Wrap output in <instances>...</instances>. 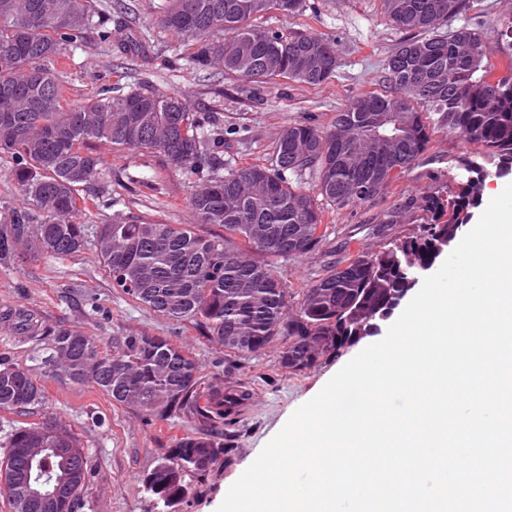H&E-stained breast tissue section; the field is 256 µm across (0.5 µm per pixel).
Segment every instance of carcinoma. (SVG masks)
Instances as JSON below:
<instances>
[{
    "label": "carcinoma",
    "instance_id": "carcinoma-1",
    "mask_svg": "<svg viewBox=\"0 0 512 512\" xmlns=\"http://www.w3.org/2000/svg\"><path fill=\"white\" fill-rule=\"evenodd\" d=\"M277 2L166 0L160 22L187 39L185 60L195 68L221 67L254 86L276 78L324 84L338 67L337 56L322 54L335 49L333 42L314 32L284 38L253 24ZM381 2L388 21L405 33L386 59L388 90L357 96L329 129L288 124L269 165L223 174L224 120L189 111L179 94L135 88L114 95L109 88L79 106L64 103L52 65L93 26L92 0H0V99L8 108L0 111V153L13 159L25 202L0 222V266L72 257L85 248L86 228L76 218L85 203L81 191L103 172L92 145L104 141L118 150L159 153L191 173L208 170L189 209L196 224L221 228L203 235L196 224L101 225L96 247L112 287L163 317L202 328L235 355H255L280 340L279 363L291 372L341 355L352 336L373 335L381 309L400 304L412 287L407 263L432 265L472 220L487 179L512 170V14L487 32L471 23L474 0ZM60 16L70 24H58ZM457 20L463 24L453 25ZM99 38L123 51L143 47L120 28H105ZM394 101L403 108L387 122ZM433 113L448 131L480 145L496 170L461 158L457 168L470 177L425 201L416 232L331 266L291 311L280 263L326 243L324 207L352 208L364 201L355 187L368 183L375 197L407 172L430 143ZM308 180L314 195L304 190ZM50 350L45 364L55 374L97 387L116 405L152 420L189 413L224 424L223 382L201 390L195 359L166 338L122 336L107 353L80 329L58 327ZM43 400L28 368L0 359V411L25 414ZM35 448L43 449L38 470L61 485L46 500L25 494ZM224 450L211 433L175 439L143 477L145 490L173 508L187 494L186 475L209 471ZM90 470L75 433L46 412L11 432L0 492L9 512H77Z\"/></svg>",
    "mask_w": 512,
    "mask_h": 512
}]
</instances>
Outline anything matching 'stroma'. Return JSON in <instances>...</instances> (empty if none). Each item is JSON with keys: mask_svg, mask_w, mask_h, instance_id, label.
<instances>
[{"mask_svg": "<svg viewBox=\"0 0 512 512\" xmlns=\"http://www.w3.org/2000/svg\"><path fill=\"white\" fill-rule=\"evenodd\" d=\"M105 27H122L146 41L145 54L124 53L100 43L89 29L82 45L67 50L59 65L67 104L76 106L101 88L120 92L148 85L182 94L190 111L216 112L228 135L225 156L237 165L268 164L278 136L290 123L309 121L327 128L354 96L384 89L385 60L402 37L387 20L380 0H303L295 14L275 11L258 24L283 37L316 32L334 40L336 74L319 86L285 79L263 84L251 98L239 79L217 68L192 69L175 56L174 36L160 24L164 0H95ZM108 163L98 182L85 188L87 208L78 219L95 236L100 225L126 223L189 224L187 200L198 176L167 164L159 154L117 152L104 143L92 146ZM478 145L445 127H436L427 150L398 181L378 196L352 208L326 210L329 237L318 252L282 263L280 276L293 302L325 274L332 262L413 232L426 197L446 191L458 170L457 157L479 153ZM406 208L404 219L389 223L392 211ZM23 310L38 322L31 335L0 322V358L20 363L36 375L45 394V410L53 412L77 435L91 459V474L81 512H153L143 476L151 471L172 440L200 429L186 416L150 421L113 405L99 389L49 373V331L76 326L96 339L101 350L113 338L135 333L162 336L185 346L203 379L221 378L225 388L251 390L250 407L228 428L230 443L211 469L188 474L189 492L175 512H216L229 487L284 426L292 413L316 396L329 379L354 358L358 347L322 360L303 373L279 364V344L262 353L235 356L203 337L189 324L167 319L113 288L92 241L79 255L40 257L20 267L0 266V311Z\"/></svg>", "mask_w": 512, "mask_h": 512, "instance_id": "1", "label": "stroma"}]
</instances>
